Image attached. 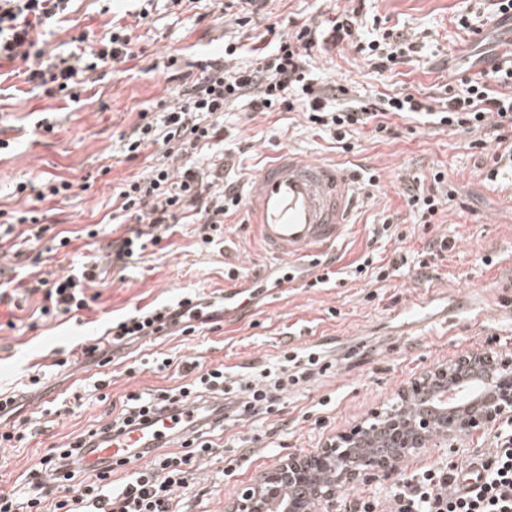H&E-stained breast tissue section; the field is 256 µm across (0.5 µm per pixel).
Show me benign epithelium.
<instances>
[{
	"mask_svg": "<svg viewBox=\"0 0 512 512\" xmlns=\"http://www.w3.org/2000/svg\"><path fill=\"white\" fill-rule=\"evenodd\" d=\"M461 372L475 376L480 390L464 404L441 403L439 395L458 383ZM399 395L420 408L389 417L377 412L376 422L358 427L320 453L280 462L242 495L236 512H336V490L342 484L396 470L406 457L438 442L460 447L471 431L512 418V366L499 368L489 353L472 352L433 367L403 387ZM373 428L386 434L390 448L380 457L358 455L362 435Z\"/></svg>",
	"mask_w": 512,
	"mask_h": 512,
	"instance_id": "obj_1",
	"label": "benign epithelium"
}]
</instances>
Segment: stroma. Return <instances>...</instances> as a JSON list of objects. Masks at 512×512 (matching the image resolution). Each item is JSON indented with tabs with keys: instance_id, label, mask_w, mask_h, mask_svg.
<instances>
[{
	"instance_id": "35a3bbf8",
	"label": "stroma",
	"mask_w": 512,
	"mask_h": 512,
	"mask_svg": "<svg viewBox=\"0 0 512 512\" xmlns=\"http://www.w3.org/2000/svg\"><path fill=\"white\" fill-rule=\"evenodd\" d=\"M482 0H364L368 16L399 29L416 44V53L390 72H376L354 46L325 48L317 61L321 80L345 86L353 99L377 93L413 94L430 105L444 100L459 72L480 69L479 52H504L512 33L484 26L480 37L468 36L454 20L480 14ZM349 0H270L265 12L238 25L225 14L222 0H200L196 9L180 12L171 0H74L69 20L49 42L58 47L83 34L99 40L115 17L150 8L152 21L134 29L138 57L134 72H87L79 102L62 96L16 91L14 78L0 81V130L8 143L0 147V225L13 224L20 212L39 208L53 232L67 230L69 247L42 260L41 246L20 243L17 236L0 240V389H9L37 368H46L58 352L70 351L86 336L101 335L113 318L148 304L165 303L192 292L216 299L236 288H258L247 310L217 318L191 335L161 336L133 344L126 360L108 366L109 399L184 383L182 372L155 370L156 359H194L205 366H224L233 379L252 367L277 363L284 349L310 350L327 356L326 372L291 388L273 412L242 414L226 423L220 439L223 452L201 460L188 489L176 494L182 512H233L242 491L261 473L294 455H313L330 441L352 433L398 396L399 390L436 365L476 351H492L497 361H512V172L488 181L496 145L488 131L462 132L419 121H398L395 139L374 141L369 128L353 133V152H332L324 137L309 129L303 113L264 114L238 105L224 117V148L261 158L283 148L308 158L333 161L347 171L360 191L345 237L331 253L339 276L323 288L308 287L315 271L268 257L251 224L226 219L213 243L203 244V224L180 225L165 249L148 248L126 269L113 265L107 243L125 235L126 226L112 224V193L150 163L153 147L128 158L124 140L141 111L172 105L177 80L200 76L193 63L222 51L225 40L251 47L265 27L293 19L317 25ZM443 171L457 197L430 228L415 222L403 196L406 183ZM377 186H367L370 174ZM50 180L73 188L43 203L35 197ZM23 193H16L18 184ZM392 219L404 240L379 236L384 219ZM97 226L90 239L81 229ZM444 238L452 248L435 267L407 265L390 277L355 276L354 264L365 254L390 260L395 253L417 256L432 241ZM94 260L103 269L97 295L76 318L33 320L42 297L28 293L38 277L75 273ZM236 269L237 279L227 277ZM296 271L294 280L276 288L277 278ZM427 303L432 322L411 326L407 308ZM95 366L76 364L51 375L41 399L25 404L20 417L42 431L13 448L0 447V489L33 466L46 448L60 446L97 423L107 407L90 403L73 414L46 422L43 404L67 397ZM512 433V421L474 430L462 447L427 448L401 464L398 472L342 487L343 497L369 498L378 512H389L390 491L401 475L431 466H464L475 455L498 447V437Z\"/></svg>"
}]
</instances>
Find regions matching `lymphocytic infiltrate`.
<instances>
[{
  "instance_id": "1",
  "label": "lymphocytic infiltrate",
  "mask_w": 512,
  "mask_h": 512,
  "mask_svg": "<svg viewBox=\"0 0 512 512\" xmlns=\"http://www.w3.org/2000/svg\"><path fill=\"white\" fill-rule=\"evenodd\" d=\"M71 0H0V64H21L25 83L48 96L65 94L77 101L75 91L82 74L109 62L135 60L132 27L112 23L97 46L86 45L84 37L71 40L68 56L47 49L54 26L64 23ZM361 25L359 9L342 12L325 24L298 25L294 32L278 31L267 25V37L255 65L228 64L236 49L224 48V59L200 60L201 77L181 87L176 107L157 120L137 123L135 137L127 144L129 156L143 146H154L152 163L141 174L120 184L112 196V221H135L136 226L120 238L117 261L142 258L148 247L170 238L181 220L191 218L220 224L241 209L242 198L224 170L234 167L233 156L223 164L204 165L203 151L223 140L224 114L235 104L246 103L254 112L304 114L313 128L328 132L342 151H349L350 132L371 126L377 140L393 138L392 120L410 114L433 113L438 125L472 130L488 127L499 151L488 179H496L499 164L512 166V67L493 62L489 69L462 80V88L449 91L438 111L414 95L382 94L367 101H349L342 85H321L311 79L314 59L326 46L353 39ZM447 179L435 172L428 185H411L405 192L407 204L421 223H434L444 197ZM94 271H83L51 281L38 279L34 290L41 293L44 317L75 313L89 306L86 282ZM210 302L187 293L176 301L140 308L115 320L102 336L85 337L78 352L86 362L107 365L113 352L140 340L171 330L194 332L197 323L211 320ZM320 363L317 352L283 350L276 370L263 369L238 385L228 384L223 367L196 365V376L171 389L130 393L112 421L96 426L97 434H122L149 425L153 416L200 403L205 393L221 394L228 405L225 420L242 413L266 414L279 404L288 386L311 375ZM214 426L200 427L196 442L182 443L174 452L152 451L148 463L135 469L120 483L88 474L74 467V458L84 440L76 435L62 446L47 448L11 493H0V512H178L175 494L188 488L197 462L214 455L217 444ZM455 465L427 468L403 479L392 491L391 512H512V437L484 459L483 473L473 486L457 490Z\"/></svg>"
}]
</instances>
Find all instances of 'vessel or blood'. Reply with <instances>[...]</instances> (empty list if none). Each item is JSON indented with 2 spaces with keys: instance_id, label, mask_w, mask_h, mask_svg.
<instances>
[{
  "instance_id": "1",
  "label": "vessel or blood",
  "mask_w": 512,
  "mask_h": 512,
  "mask_svg": "<svg viewBox=\"0 0 512 512\" xmlns=\"http://www.w3.org/2000/svg\"><path fill=\"white\" fill-rule=\"evenodd\" d=\"M356 187L336 163L315 161L283 149L257 174L244 207L256 224L270 257L305 262L324 255L343 237L355 201ZM186 409L183 424L161 414V427L145 433L95 438L79 455L81 468L106 471L130 461L134 448L149 449L176 436L191 437Z\"/></svg>"
}]
</instances>
